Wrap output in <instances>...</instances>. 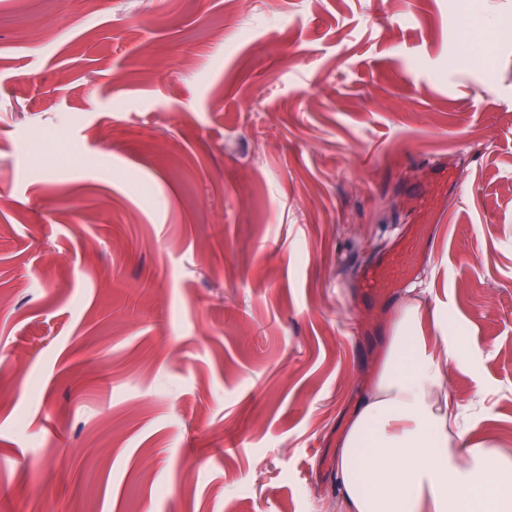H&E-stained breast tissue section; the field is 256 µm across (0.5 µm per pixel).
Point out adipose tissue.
Segmentation results:
<instances>
[{
  "instance_id": "ef3b65f1",
  "label": "adipose tissue",
  "mask_w": 512,
  "mask_h": 512,
  "mask_svg": "<svg viewBox=\"0 0 512 512\" xmlns=\"http://www.w3.org/2000/svg\"><path fill=\"white\" fill-rule=\"evenodd\" d=\"M418 298L407 297L391 324L374 385L346 425L336 451L341 512H459L458 491L478 492L476 512H512V456L462 447V412L448 396L449 366L479 347L436 320L421 340Z\"/></svg>"
}]
</instances>
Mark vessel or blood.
I'll return each instance as SVG.
<instances>
[{
    "label": "vessel or blood",
    "mask_w": 512,
    "mask_h": 512,
    "mask_svg": "<svg viewBox=\"0 0 512 512\" xmlns=\"http://www.w3.org/2000/svg\"><path fill=\"white\" fill-rule=\"evenodd\" d=\"M433 238V225L410 224L392 249L361 269L358 281L361 294L374 303L389 302L413 276L420 262L421 244Z\"/></svg>",
    "instance_id": "1"
}]
</instances>
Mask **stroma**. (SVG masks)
<instances>
[{
    "instance_id": "obj_1",
    "label": "stroma",
    "mask_w": 512,
    "mask_h": 512,
    "mask_svg": "<svg viewBox=\"0 0 512 512\" xmlns=\"http://www.w3.org/2000/svg\"><path fill=\"white\" fill-rule=\"evenodd\" d=\"M424 217L512 455V0H0V512H336ZM433 238V224H409L392 249L361 269L357 285L361 294L374 303L389 302L413 276L421 259V244Z\"/></svg>"
}]
</instances>
